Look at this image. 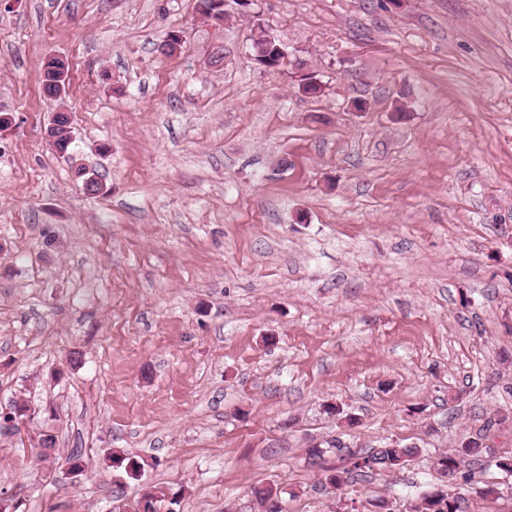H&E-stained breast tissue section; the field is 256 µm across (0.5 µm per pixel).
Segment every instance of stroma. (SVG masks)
Returning a JSON list of instances; mask_svg holds the SVG:
<instances>
[{
  "label": "stroma",
  "instance_id": "obj_1",
  "mask_svg": "<svg viewBox=\"0 0 512 512\" xmlns=\"http://www.w3.org/2000/svg\"><path fill=\"white\" fill-rule=\"evenodd\" d=\"M259 10L324 95L258 69L250 24L208 26L196 0H0V410L31 407L0 434V495L114 512L157 486L177 512H255L271 484L283 512H408L478 434L498 493L468 512H512V0ZM173 30L182 52L159 55ZM60 106L64 154L44 136ZM332 438L419 452L336 488ZM115 451L146 462L120 496Z\"/></svg>",
  "mask_w": 512,
  "mask_h": 512
}]
</instances>
